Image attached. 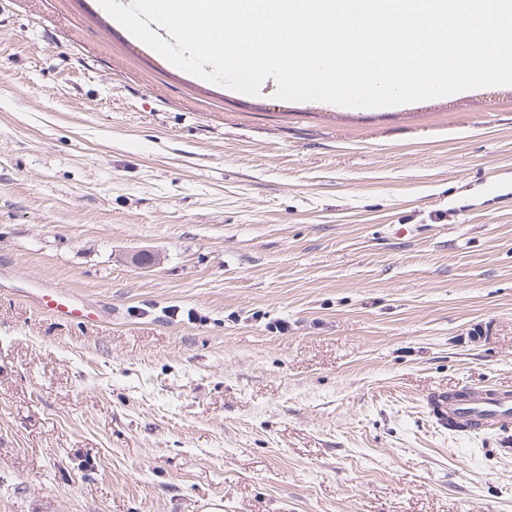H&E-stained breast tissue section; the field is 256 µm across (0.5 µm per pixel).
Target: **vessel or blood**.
<instances>
[{
    "label": "vessel or blood",
    "mask_w": 512,
    "mask_h": 512,
    "mask_svg": "<svg viewBox=\"0 0 512 512\" xmlns=\"http://www.w3.org/2000/svg\"><path fill=\"white\" fill-rule=\"evenodd\" d=\"M36 305L54 318L77 322L84 319L82 310L56 290L40 291L36 296ZM429 407L439 424L453 422L464 426L469 434L512 427V390H478L465 398L437 392L431 396Z\"/></svg>",
    "instance_id": "b4317fda"
}]
</instances>
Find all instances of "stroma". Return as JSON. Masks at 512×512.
Segmentation results:
<instances>
[{
    "label": "stroma",
    "instance_id": "35a3bbf8",
    "mask_svg": "<svg viewBox=\"0 0 512 512\" xmlns=\"http://www.w3.org/2000/svg\"><path fill=\"white\" fill-rule=\"evenodd\" d=\"M276 91L0 0V512H512V85ZM36 305L44 313L54 318L81 322L83 311L75 307L71 300L61 292L43 289L36 295ZM429 407L440 425L454 422L465 426L458 430L466 434L509 429L512 425V390H478L466 398L437 392L431 396Z\"/></svg>",
    "mask_w": 512,
    "mask_h": 512
}]
</instances>
